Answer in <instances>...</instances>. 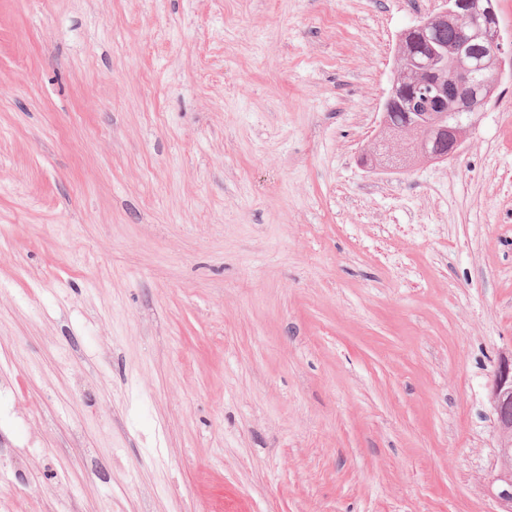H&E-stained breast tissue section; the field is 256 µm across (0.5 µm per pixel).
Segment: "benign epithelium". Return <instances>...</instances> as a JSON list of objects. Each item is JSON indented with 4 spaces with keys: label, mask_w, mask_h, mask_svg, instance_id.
I'll return each instance as SVG.
<instances>
[{
    "label": "benign epithelium",
    "mask_w": 512,
    "mask_h": 512,
    "mask_svg": "<svg viewBox=\"0 0 512 512\" xmlns=\"http://www.w3.org/2000/svg\"><path fill=\"white\" fill-rule=\"evenodd\" d=\"M446 8L401 33L391 88L383 105L375 144L387 146L365 153L363 164L376 171H405L455 155L477 126L483 110L464 103L473 81L490 88L496 74L490 65L512 59V39L503 41L495 0H443ZM452 25L460 35L451 45L438 39ZM408 111L400 129L389 110ZM496 415L497 450L489 493L498 512H512V355L502 357L489 393Z\"/></svg>",
    "instance_id": "obj_1"
}]
</instances>
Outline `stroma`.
I'll use <instances>...</instances> for the list:
<instances>
[{
	"mask_svg": "<svg viewBox=\"0 0 512 512\" xmlns=\"http://www.w3.org/2000/svg\"><path fill=\"white\" fill-rule=\"evenodd\" d=\"M441 0H0V512H495L512 76L360 157Z\"/></svg>",
	"mask_w": 512,
	"mask_h": 512,
	"instance_id": "35a3bbf8",
	"label": "stroma"
}]
</instances>
